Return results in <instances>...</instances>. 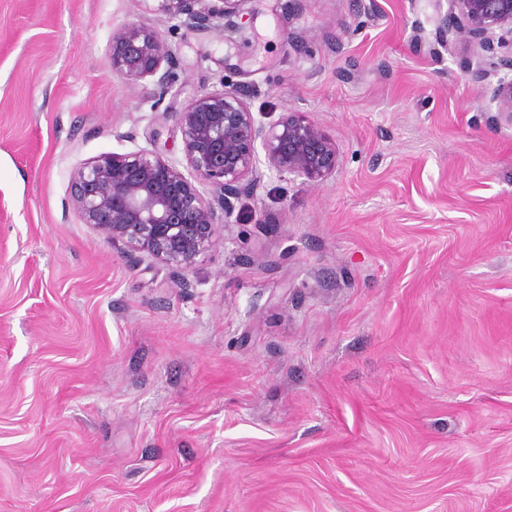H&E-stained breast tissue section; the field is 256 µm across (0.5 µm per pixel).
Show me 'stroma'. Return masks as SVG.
Wrapping results in <instances>:
<instances>
[{
	"label": "stroma",
	"instance_id": "1",
	"mask_svg": "<svg viewBox=\"0 0 512 512\" xmlns=\"http://www.w3.org/2000/svg\"><path fill=\"white\" fill-rule=\"evenodd\" d=\"M144 0H0V512H512V122L448 0H247L154 22L166 101L239 88L336 142L261 171L182 282L71 175L160 137L112 73ZM158 2L156 7L149 8L154 14H160L168 19H179L180 25L187 30L210 28L214 22L238 17L240 6L247 0H144Z\"/></svg>",
	"mask_w": 512,
	"mask_h": 512
}]
</instances>
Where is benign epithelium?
I'll list each match as a JSON object with an SVG mask.
<instances>
[{
  "label": "benign epithelium",
  "mask_w": 512,
  "mask_h": 512,
  "mask_svg": "<svg viewBox=\"0 0 512 512\" xmlns=\"http://www.w3.org/2000/svg\"><path fill=\"white\" fill-rule=\"evenodd\" d=\"M156 2L150 12L195 31L239 16L244 0ZM447 33L448 47L476 50L462 72L512 122V0H448ZM109 65L132 84L150 79L154 122L181 138L184 161L155 148L101 154L74 171L72 204L81 223L159 259L178 277L216 244L234 200L254 190L260 160L281 176L313 183L336 172V142L319 124L301 112L259 120L236 88L197 95L176 112L161 108L176 56L146 16L112 35Z\"/></svg>",
  "instance_id": "7a95c632"
}]
</instances>
